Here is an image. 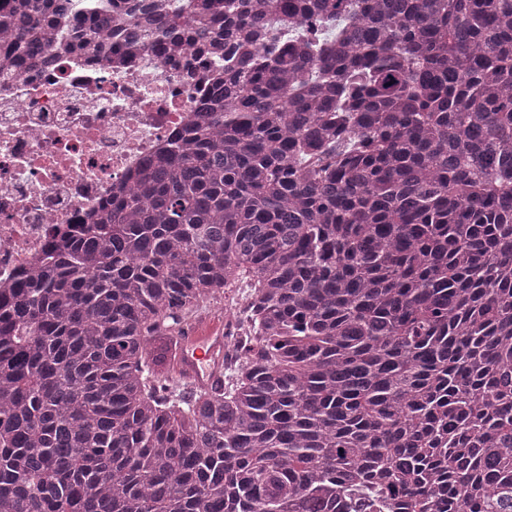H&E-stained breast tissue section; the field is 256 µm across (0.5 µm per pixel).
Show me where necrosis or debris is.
<instances>
[{"mask_svg":"<svg viewBox=\"0 0 512 512\" xmlns=\"http://www.w3.org/2000/svg\"><path fill=\"white\" fill-rule=\"evenodd\" d=\"M224 65L145 52L74 55L0 77V288H13L61 235L93 223L142 161L198 118Z\"/></svg>","mask_w":512,"mask_h":512,"instance_id":"obj_1","label":"necrosis or debris"}]
</instances>
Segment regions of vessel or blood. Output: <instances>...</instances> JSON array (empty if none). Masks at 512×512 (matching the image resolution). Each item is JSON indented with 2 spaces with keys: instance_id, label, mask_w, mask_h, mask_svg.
Listing matches in <instances>:
<instances>
[{
  "instance_id": "obj_1",
  "label": "vessel or blood",
  "mask_w": 512,
  "mask_h": 512,
  "mask_svg": "<svg viewBox=\"0 0 512 512\" xmlns=\"http://www.w3.org/2000/svg\"><path fill=\"white\" fill-rule=\"evenodd\" d=\"M223 346V321H202L185 337L174 362L175 373L194 384L209 382L213 360L218 352L222 351Z\"/></svg>"
}]
</instances>
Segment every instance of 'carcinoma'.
I'll list each match as a JSON object with an SVG mask.
<instances>
[{
	"label": "carcinoma",
	"instance_id": "1",
	"mask_svg": "<svg viewBox=\"0 0 512 512\" xmlns=\"http://www.w3.org/2000/svg\"><path fill=\"white\" fill-rule=\"evenodd\" d=\"M114 39L224 77L0 297V512H512V0H0V73ZM238 302L236 299L225 297L217 302H206L195 315L202 318L221 315L224 317L225 322H234L240 307ZM224 322L207 319L185 337L174 361V372L193 384L212 380V364L218 352L223 354Z\"/></svg>",
	"mask_w": 512,
	"mask_h": 512
}]
</instances>
